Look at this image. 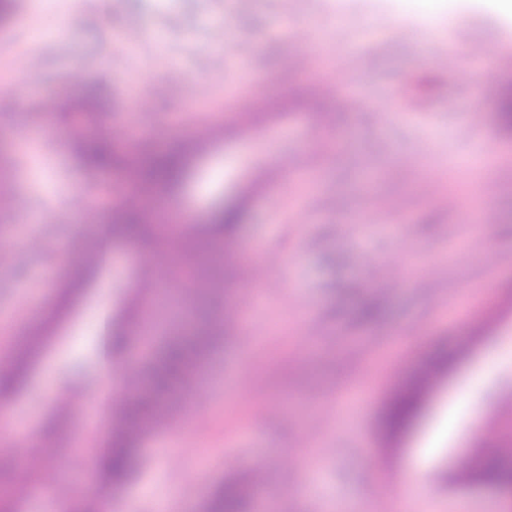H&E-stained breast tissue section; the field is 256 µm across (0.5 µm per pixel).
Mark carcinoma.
Here are the masks:
<instances>
[{
    "label": "carcinoma",
    "mask_w": 512,
    "mask_h": 512,
    "mask_svg": "<svg viewBox=\"0 0 512 512\" xmlns=\"http://www.w3.org/2000/svg\"><path fill=\"white\" fill-rule=\"evenodd\" d=\"M287 105L317 110L324 107L310 87L287 101L275 102L272 111ZM496 116L500 129L511 134V79L504 80L499 87ZM196 149L195 144L162 152L145 149L135 157H126L100 136L84 142L81 161L99 171L122 168L139 188L153 193L172 189L182 181L191 153ZM245 211L244 200L236 197L212 210L201 224H150L145 212L134 207L110 213L104 238L98 243L96 252L76 264L69 278L62 283L58 309L29 327L11 359L0 364L1 404L10 402L25 385L60 315L80 295L92 273L103 265V250L107 243L134 244L144 253L148 264L140 283L132 288L120 319L102 323L92 340L91 348L97 360L119 359L128 352L133 341V326L156 299L155 270L149 261L165 256L184 269L185 280L179 293L193 318V325L187 331L177 327L171 331L143 367L146 384L112 408L109 423L104 427V439L95 437L91 447L84 449L92 464L102 469L99 486L87 493L59 499L57 512H101L107 492L121 489L137 473L141 440L167 425L172 406L189 398L195 376L223 335L222 324L210 316L209 302L222 288L224 302L230 303L235 285L234 272L247 264V261L224 252V242L231 240ZM428 388L429 378L422 375L391 394L381 414V426L386 433L394 434L408 426L420 411ZM69 421L68 406L54 409L50 419L33 432L32 447L64 445ZM466 471L477 480L491 482L511 492L512 447L506 444L491 453L478 455L467 464ZM264 494L263 487L256 483L243 478L228 479L202 503L201 512H250L253 500Z\"/></svg>",
    "instance_id": "obj_1"
}]
</instances>
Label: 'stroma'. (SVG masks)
<instances>
[{
	"instance_id": "stroma-1",
	"label": "stroma",
	"mask_w": 512,
	"mask_h": 512,
	"mask_svg": "<svg viewBox=\"0 0 512 512\" xmlns=\"http://www.w3.org/2000/svg\"><path fill=\"white\" fill-rule=\"evenodd\" d=\"M133 22L142 33L130 40ZM239 40L255 45L250 61L235 54ZM476 44L490 48L477 69ZM309 49L304 74L296 61ZM333 67L349 74L333 125L295 110L245 128L232 114L239 93L282 96ZM461 69L476 78L459 84ZM76 71L104 83V122L127 147L164 150L217 127L164 198L199 222L225 196H248L232 247L259 252L233 309L216 311L225 333L192 405L146 437L112 512H156L174 490L198 512L243 474L274 489L251 512H336L348 501L386 512L390 496L407 512H512V493L460 477L512 433V164L467 165L479 150L512 151L495 120L512 76V17L497 0H293L287 14L280 0L244 11L235 0H16L0 20V175L23 209L0 212V362L34 315L54 310L92 241L93 223L62 199L81 185L103 212L129 190L116 174L113 199H102L100 177L62 133L79 116L43 106ZM139 264L136 246H113L107 284L84 288L8 405L32 430L74 398L69 446L34 450L0 418L23 512H54L60 494L86 487L79 450L97 425L86 402L96 380L62 377L98 330L101 288L120 312ZM368 303L379 307L371 319ZM442 350L456 359L433 377L420 418L385 435L390 393ZM423 457L430 492L416 497L401 474Z\"/></svg>"
}]
</instances>
